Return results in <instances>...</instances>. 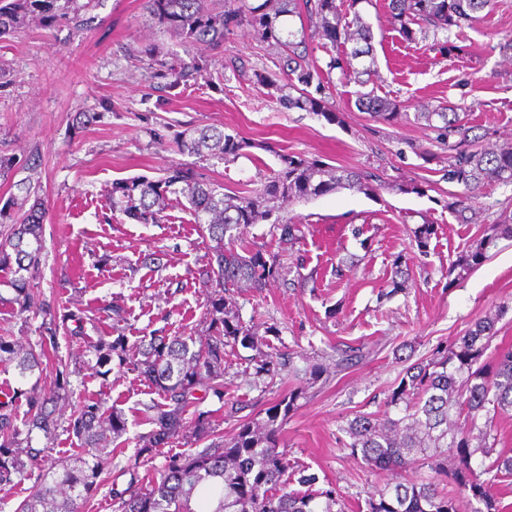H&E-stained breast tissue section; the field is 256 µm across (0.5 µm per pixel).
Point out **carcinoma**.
<instances>
[{"instance_id":"carcinoma-1","label":"carcinoma","mask_w":512,"mask_h":512,"mask_svg":"<svg viewBox=\"0 0 512 512\" xmlns=\"http://www.w3.org/2000/svg\"><path fill=\"white\" fill-rule=\"evenodd\" d=\"M95 0H9L0 5V39L14 35L36 20L50 29L66 23L78 32L92 27L95 16L89 13ZM490 0H389L388 11L394 28L407 41L433 37L441 53L457 49L440 33L463 30L478 18ZM150 14L164 27L177 32L192 46L219 47L230 34V26L248 24L256 37L281 50L275 72H254L257 83L271 87L276 101L286 109L329 112L324 71L312 58L307 29L336 48L349 42L364 46L343 56H332L327 72L337 70L350 80L372 73L371 29L360 16L349 21L339 0H277L274 12L266 4L249 6L245 0H224L223 10L213 9L207 0H147ZM284 16L297 17L300 29L287 30L277 25ZM173 85L194 78L198 67L182 60L164 62ZM357 107L373 118L393 123L401 105L372 92H357ZM416 123L438 132L436 142L452 152L444 179L464 187L454 195L448 210L455 218L470 224L466 193L488 182H512V143L486 147L474 127L462 123L455 109L439 105L414 113ZM180 152L220 161L234 160L243 142L214 126H203L192 134L176 138ZM373 175L339 170L296 155L282 157V167L274 171L252 196L229 195L224 185L203 181L192 169L181 165L166 169L153 180L133 177L112 184V210L141 224L158 222L170 196L186 199L196 223L211 242L205 275L209 336L199 343L191 335L169 336L152 333L128 345L123 333H102L85 345L75 367L57 358L58 333L65 330L69 339H85L84 321L89 315L76 314L60 303H41L36 299V275L43 261L45 227L44 204L30 180L12 183L18 194L0 208V223L10 225L0 239V267L12 270L9 299L16 314L28 323L26 314L42 317L38 340L26 347L17 346L11 337L0 335V364L15 370L20 381L35 371L52 366L49 390L33 384L28 390L13 392L0 401V487L22 479H34L30 494L15 512H79L80 503L99 488L98 478L112 464V442L127 433L124 411L86 400L69 418L56 414V406L72 395L71 377L83 371L103 379L113 367H132L163 399V403H144L140 413L151 430L139 436L135 457L150 455L179 441L183 445L207 442L201 449L165 457L154 476L142 480L135 476L123 490L111 488L112 499L120 512H195V493L208 495V512H333L339 504L332 487L311 492L287 490L288 458L278 450V433L288 412L299 397L288 391L269 406L266 419L259 423L242 419L228 440L217 433L211 412L199 409L201 401L212 395L224 402V348L241 345L256 348L254 337L240 320L232 304L230 289L246 286L260 290L280 274L278 256H265L260 249L239 243V230L270 217L275 203L288 199L308 200L338 187L369 189ZM280 242L294 248L299 242L296 224H276ZM499 239H512V216L491 226V233L475 241L459 255L448 274L463 276L480 266L490 247ZM498 315L474 323L452 348L426 361L406 366L399 381L387 395L386 409L374 413L357 412L343 431L349 441L344 448L360 457L372 471L390 472L412 465L426 467L446 479L452 493L425 479L387 484L365 499V512H461L460 501H476L472 512H499L492 493L494 483L512 477V456L499 454L489 463L473 466L481 454L491 457L493 416L512 411V346H499L494 358L482 361L497 334ZM285 364L271 355L256 365V374L271 379L282 377ZM398 410L391 416L390 409ZM80 441L83 454L70 466L52 474H34V464L42 452L31 445L38 431L51 440L58 429Z\"/></svg>"}]
</instances>
